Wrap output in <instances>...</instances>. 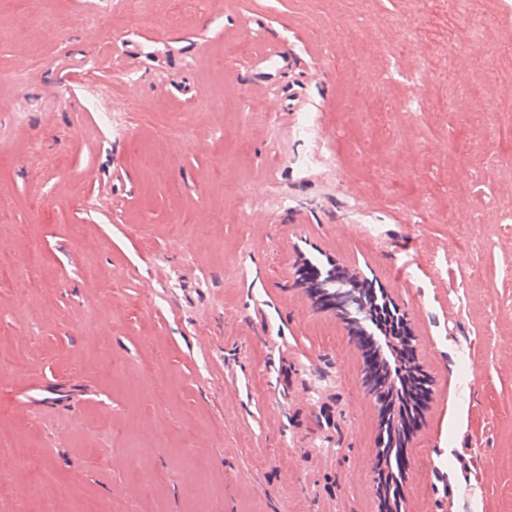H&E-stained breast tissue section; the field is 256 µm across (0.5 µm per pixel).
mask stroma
I'll return each instance as SVG.
<instances>
[{
	"label": "stroma",
	"mask_w": 512,
	"mask_h": 512,
	"mask_svg": "<svg viewBox=\"0 0 512 512\" xmlns=\"http://www.w3.org/2000/svg\"><path fill=\"white\" fill-rule=\"evenodd\" d=\"M148 13L0 0V512H382V413L348 322L309 290L314 255L381 286L419 339L432 400L400 512H512V77L494 70L512 0ZM269 45L292 61L259 86ZM305 112L337 167L299 164Z\"/></svg>",
	"instance_id": "35a3bbf8"
}]
</instances>
